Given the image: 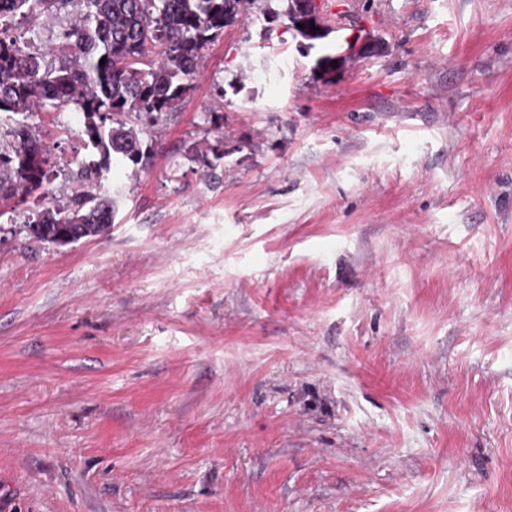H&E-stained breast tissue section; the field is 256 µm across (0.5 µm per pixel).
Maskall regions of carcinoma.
<instances>
[{
    "label": "carcinoma",
    "instance_id": "obj_1",
    "mask_svg": "<svg viewBox=\"0 0 512 512\" xmlns=\"http://www.w3.org/2000/svg\"><path fill=\"white\" fill-rule=\"evenodd\" d=\"M244 0H0V205L36 196L43 208L23 229L49 244L107 233L115 196L101 191L114 166L142 163L149 147L135 122L156 124L195 88L201 51L235 21ZM79 21L60 27L43 52L10 35L20 17L56 22L71 5ZM74 107L83 115L86 147L80 165L87 189L55 201L57 161L37 137L32 117L44 108ZM190 158L212 175L224 159V138Z\"/></svg>",
    "mask_w": 512,
    "mask_h": 512
}]
</instances>
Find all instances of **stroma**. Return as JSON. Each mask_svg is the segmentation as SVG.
I'll use <instances>...</instances> for the list:
<instances>
[{"label":"stroma","mask_w":512,"mask_h":512,"mask_svg":"<svg viewBox=\"0 0 512 512\" xmlns=\"http://www.w3.org/2000/svg\"><path fill=\"white\" fill-rule=\"evenodd\" d=\"M325 7L202 50L108 233L0 208V512H512V0ZM188 153L191 160L202 163L208 169L206 171L207 175L212 176L220 166V161L224 160V139L218 137L214 144H209L204 150L192 147L188 150Z\"/></svg>","instance_id":"obj_1"}]
</instances>
